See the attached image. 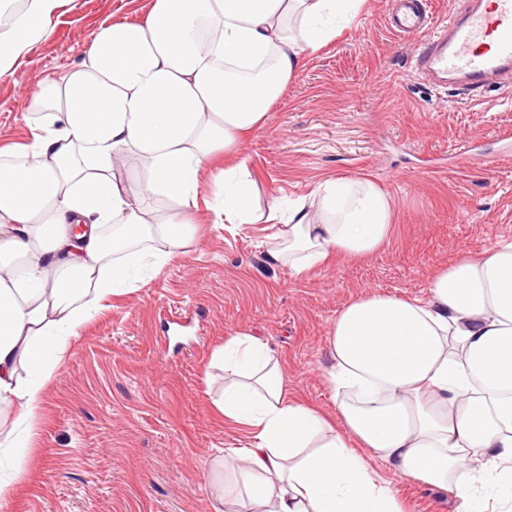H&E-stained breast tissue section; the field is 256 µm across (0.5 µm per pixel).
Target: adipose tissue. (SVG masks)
Here are the masks:
<instances>
[{"label":"adipose tissue","instance_id":"adipose-tissue-1","mask_svg":"<svg viewBox=\"0 0 512 512\" xmlns=\"http://www.w3.org/2000/svg\"><path fill=\"white\" fill-rule=\"evenodd\" d=\"M62 2L24 0L0 22V80L51 35ZM365 2L152 0L141 21L102 22L83 61L28 96L42 121L28 143L0 149V404L16 410L0 440L1 501L71 338L109 296L138 288L135 267L164 266L191 238L203 171L217 216L270 224L268 259L295 276L390 241L394 201L367 179L326 177L312 204L258 213L241 153L306 56ZM328 357L336 427L289 398L275 350L250 330L213 353L224 371L216 405L252 443L216 455L212 512H401L368 451L450 490L458 512L512 499V240L443 268L426 299L369 292L348 303Z\"/></svg>","mask_w":512,"mask_h":512}]
</instances>
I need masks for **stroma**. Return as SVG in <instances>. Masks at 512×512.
<instances>
[{
  "instance_id": "35a3bbf8",
  "label": "stroma",
  "mask_w": 512,
  "mask_h": 512,
  "mask_svg": "<svg viewBox=\"0 0 512 512\" xmlns=\"http://www.w3.org/2000/svg\"><path fill=\"white\" fill-rule=\"evenodd\" d=\"M152 0H64L53 32L0 81V147L26 142L29 92L77 65L102 21H136ZM390 0H367L308 56L265 125L242 146L259 205L310 197L328 176L368 178L395 203V234L372 255L334 259L296 277L266 261L262 224L217 223L200 202L190 242L137 290L110 298L70 342L46 383L34 447L0 512H211L217 449L246 448L247 427L214 401L211 368L231 332L276 349L288 395L337 422L323 376L337 312L366 292L425 297L431 277L512 237V86L435 88L416 70L415 36L387 26ZM477 159L455 165L468 145ZM369 466L406 512H457L441 489Z\"/></svg>"
}]
</instances>
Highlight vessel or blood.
<instances>
[{
    "label": "vessel or blood",
    "mask_w": 512,
    "mask_h": 512,
    "mask_svg": "<svg viewBox=\"0 0 512 512\" xmlns=\"http://www.w3.org/2000/svg\"><path fill=\"white\" fill-rule=\"evenodd\" d=\"M417 3L394 0L387 23L396 34L418 35L413 56L421 74L470 87L512 75V0H467L464 8H450L439 27Z\"/></svg>",
    "instance_id": "1"
}]
</instances>
